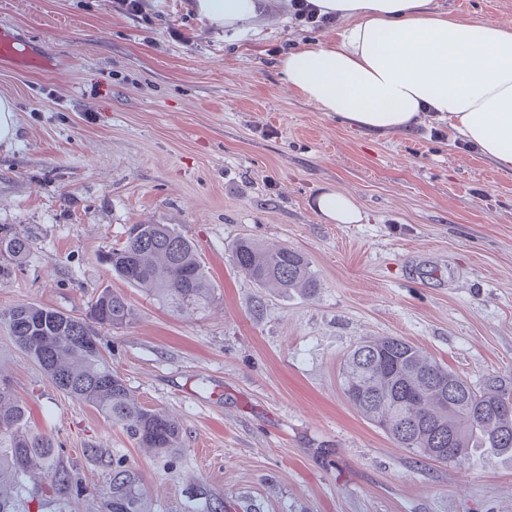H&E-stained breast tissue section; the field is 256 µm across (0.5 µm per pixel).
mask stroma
<instances>
[{
  "instance_id": "1",
  "label": "stroma",
  "mask_w": 512,
  "mask_h": 512,
  "mask_svg": "<svg viewBox=\"0 0 512 512\" xmlns=\"http://www.w3.org/2000/svg\"><path fill=\"white\" fill-rule=\"evenodd\" d=\"M452 18L512 27V0H435ZM0 28L48 68L0 61L19 134L0 145V227L29 256L0 274V310L35 303L79 315L109 288L133 312L104 328L105 355L135 398L172 412L183 451L164 461L58 391L0 328V371L105 512L93 448L144 474L155 512H190L200 489L224 512H512V460H418L346 400L343 358L401 336L472 384L512 383V171L424 119L374 136L291 91L280 59L341 25L297 26L284 0L235 34L188 0H0ZM350 195L357 224H332L320 193ZM193 241L215 287L174 315L100 260L133 224ZM306 255L321 287L261 288L234 264L241 236Z\"/></svg>"
}]
</instances>
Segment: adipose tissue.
Here are the masks:
<instances>
[{
	"label": "adipose tissue",
	"instance_id": "1",
	"mask_svg": "<svg viewBox=\"0 0 512 512\" xmlns=\"http://www.w3.org/2000/svg\"><path fill=\"white\" fill-rule=\"evenodd\" d=\"M344 23L338 41L285 55L289 88L347 125L411 132L423 115L448 123L499 168H512V29L438 12L434 0H312ZM214 26L238 31L268 0H190Z\"/></svg>",
	"mask_w": 512,
	"mask_h": 512
}]
</instances>
